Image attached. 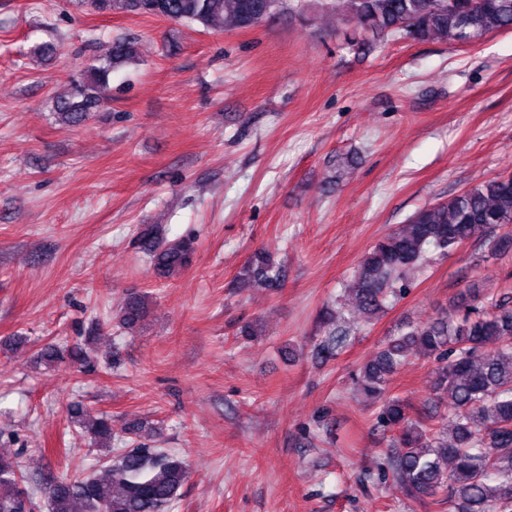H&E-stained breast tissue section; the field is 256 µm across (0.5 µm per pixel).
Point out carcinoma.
<instances>
[{
	"label": "carcinoma",
	"mask_w": 512,
	"mask_h": 512,
	"mask_svg": "<svg viewBox=\"0 0 512 512\" xmlns=\"http://www.w3.org/2000/svg\"><path fill=\"white\" fill-rule=\"evenodd\" d=\"M95 11L155 16L206 29L255 27L283 7V0H82ZM342 12L351 46L368 37L434 36L472 43L512 31V0H324ZM134 43H107L100 63L71 80L69 95L52 101L50 111L67 126H79L104 104L99 94L112 70L135 58ZM512 225V174L473 186L447 201L418 210L406 223L379 240L357 267L349 291L357 307L373 316L401 295L410 272L422 268L431 252H453L467 241L492 243L491 252L512 246L496 229ZM141 249L160 273L173 276L188 267L194 241H167L146 228ZM281 267L271 256L254 252L240 282L279 287ZM146 313L145 296L130 295L120 321L136 326ZM342 308L326 310L325 334L317 351L333 355L352 329ZM435 362L432 388L445 410L428 420L408 416L403 402L387 395L390 377L411 350ZM355 391L380 403L378 423L394 432L393 448L382 472L408 497L448 504V512H512V305L493 299L463 312L441 314L401 325L380 350L366 359L354 378ZM82 429L96 447L111 454L112 420L100 417ZM137 442L100 471L62 478L48 487L50 512H169L188 479L179 456L141 442L142 427L127 430ZM20 461L0 456V512H30L29 495L20 487Z\"/></svg>",
	"instance_id": "carcinoma-1"
}]
</instances>
